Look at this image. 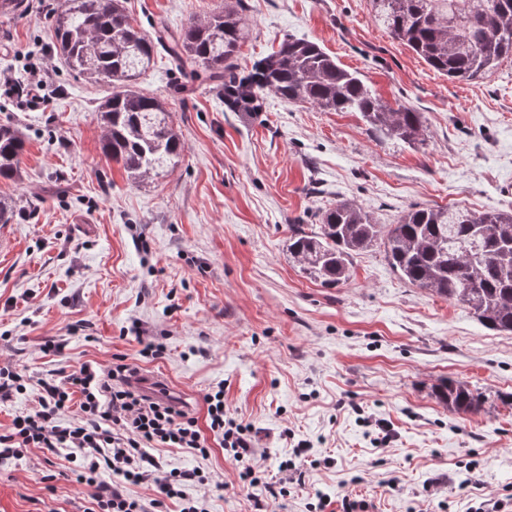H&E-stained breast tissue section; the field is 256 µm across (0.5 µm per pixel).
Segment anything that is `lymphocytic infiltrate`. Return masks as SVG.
<instances>
[{"instance_id":"lymphocytic-infiltrate-1","label":"lymphocytic infiltrate","mask_w":512,"mask_h":512,"mask_svg":"<svg viewBox=\"0 0 512 512\" xmlns=\"http://www.w3.org/2000/svg\"><path fill=\"white\" fill-rule=\"evenodd\" d=\"M131 371L120 359L107 370L86 362L59 378L41 381L36 408L15 418L11 431L0 435V459H22L30 448L64 453L78 464L80 483L91 489L88 512H160L172 498L180 500V512H205L203 499L186 492L187 487L203 483L200 470L162 473L152 451L185 448L205 457L215 442L233 461L243 464L241 477L250 486H262L273 498L287 495L286 477L296 474L295 463H281L283 477L278 482L260 483L251 464V427L225 418L223 391L206 394L207 426L202 429L196 418L174 405L130 391ZM74 402L80 419L63 422ZM103 468L111 471L112 481L99 480ZM148 482L156 488L149 502L128 495L127 484Z\"/></svg>"}]
</instances>
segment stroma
<instances>
[{"mask_svg":"<svg viewBox=\"0 0 512 512\" xmlns=\"http://www.w3.org/2000/svg\"><path fill=\"white\" fill-rule=\"evenodd\" d=\"M0 14V124L27 139L12 223L0 224V368L30 378L0 402V435L37 405L38 382L82 363L124 357L168 378L182 409L206 421V393L252 426L256 471L278 481L304 442L302 484L253 503L239 466L157 448L163 471L201 469L208 512H319L317 492L366 500L371 512H512V333L485 328L465 305L403 281L382 248L355 254L328 287L288 252L289 227L352 200L375 223L414 206L512 211V59L484 78L431 69L376 26L369 0H245L251 29L238 62L287 36L316 43L390 104L422 112L424 143L387 138L356 112L267 96L258 114L230 112L219 87L183 82L165 53L140 80L164 100L185 150L140 185L106 162L95 108L111 92L66 70L51 39L62 0ZM135 23L179 32L224 0H125ZM50 58L44 89L26 69ZM139 325L143 338L131 327ZM64 341L61 353L43 346ZM163 347L141 355L143 342ZM482 394L460 415L433 394L440 379ZM89 489L64 454L34 448L0 461V512H85Z\"/></svg>","mask_w":512,"mask_h":512,"instance_id":"1","label":"stroma"}]
</instances>
